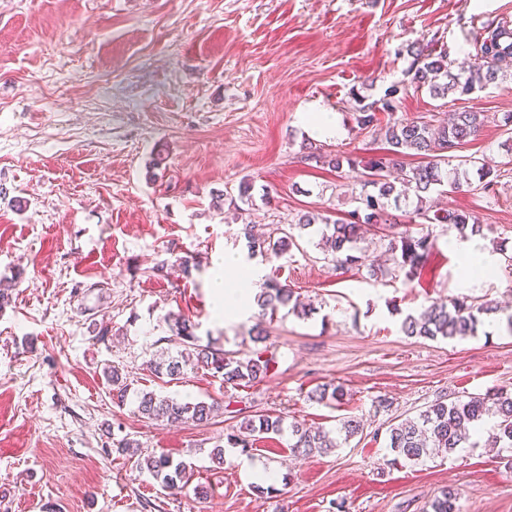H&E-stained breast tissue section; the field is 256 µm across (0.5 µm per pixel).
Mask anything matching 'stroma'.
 I'll return each instance as SVG.
<instances>
[{
  "mask_svg": "<svg viewBox=\"0 0 512 512\" xmlns=\"http://www.w3.org/2000/svg\"><path fill=\"white\" fill-rule=\"evenodd\" d=\"M512 22V0H0V512H423L452 487L461 512H512V469L483 447L416 466L389 463L386 430L438 398L512 391V153L500 127L512 113V67L485 90L442 98L414 90L407 46L470 60L488 21ZM398 86L396 116L464 109L486 116L454 164L475 157L498 173L490 192L447 190L441 206L473 213L505 242L499 273L465 287L448 252L451 228L410 284L372 280L323 262L318 236L276 259L251 253L242 224H293L308 211L348 217L363 168L336 173L306 146L363 158L384 141L357 126V98ZM337 113L339 138H315L309 107ZM164 162L155 178L146 171ZM253 184V209L232 200ZM289 285L314 312L278 313L250 339L255 316L218 319L213 280L225 252ZM188 258L187 267L176 264ZM466 294L498 303L477 335L432 341L401 321ZM201 339L270 358L267 378L224 387L204 370L170 381L146 368L170 346L168 313ZM111 336L101 340V324ZM180 401L218 399L206 426H165L113 400L103 371ZM332 382L340 405L309 401ZM388 407H379V400ZM282 415L362 434L328 453L291 456L287 436L225 448L241 413ZM127 437L141 456L191 461L192 487L170 495L113 452ZM277 472L258 494L243 468Z\"/></svg>",
  "mask_w": 512,
  "mask_h": 512,
  "instance_id": "obj_1",
  "label": "stroma"
}]
</instances>
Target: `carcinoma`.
I'll return each instance as SVG.
<instances>
[{
    "label": "carcinoma",
    "mask_w": 512,
    "mask_h": 512,
    "mask_svg": "<svg viewBox=\"0 0 512 512\" xmlns=\"http://www.w3.org/2000/svg\"><path fill=\"white\" fill-rule=\"evenodd\" d=\"M475 54L468 70L454 74L450 70L448 54L424 47H411L408 54L412 61L408 70L410 83L417 90L427 89L433 97H445L450 92L469 95L495 83L501 72V63L512 58V28L509 22L490 24L484 28L474 43ZM397 88L392 86L383 98L359 107L356 123L363 128H373V133L388 145L387 153L369 159L366 180L361 191L355 196L357 207L351 211L352 220H332L319 213L307 212L301 215L298 223L289 226L280 224L270 228L262 235L255 234V226L245 224L241 233L247 240L249 250H258L281 258L292 248H300L294 230H315L320 234L318 246L323 260L336 269L365 270L369 278L378 281L393 274L396 270L405 271V278L413 280L425 267L434 252L435 239L429 231L416 233L406 229L389 239L387 253L391 267L380 266L358 247L362 239L361 230L365 224L381 225L393 228L389 203L398 200L404 192L411 189L416 204L410 212L408 223L419 225L446 224L457 231V235L484 236L483 226L478 218L470 213L455 209H432L428 204V195L437 188L460 182H470L469 170L459 172L448 168V153L456 150L480 132L485 123L481 112L463 110L454 112L446 124H434L433 120L408 121L389 118L379 127L376 112H394L393 97ZM421 156L423 162L409 168L401 182L389 178V171L400 165V159L407 156ZM309 157L317 163H323L336 172L344 167L355 168L359 162L350 154L323 153L315 150ZM478 176L479 185L490 190L496 184L493 171L486 164L474 159L470 161ZM373 191H366V187ZM258 316H273L281 308L288 313L305 319L311 315V309L295 297L288 285L276 281L266 283L264 291L257 299ZM498 311L491 301L475 303L467 297H454L435 301L423 311L408 314L401 323L402 332L409 337H420L435 341L441 339L465 338L477 334L483 325L484 317ZM172 335L179 340L177 355L160 354L147 362V368L155 376H166L178 380L188 367L203 369L226 386L246 387L264 381L270 368V360L258 354L254 357H240L236 353L215 348L212 343H202L195 335L194 324L181 313H170L165 318ZM104 375L117 400H126L130 387L127 377L120 369L109 365ZM343 387L326 383L317 387L308 395L309 400L329 404L343 400ZM136 409L148 420H162L170 425H203L218 416L221 404L213 400L179 402L174 398L161 397L153 391L139 389L134 393ZM494 424L484 437L489 448H501L507 452L503 456L506 466L512 467V391L489 389L483 394L469 396L463 400H437L414 417L395 422L387 429V448L393 455L391 463L403 462L411 466L437 455L451 456L470 444L473 435L479 433L489 419ZM362 432L361 422L348 419L341 424L338 440L329 430L313 431L297 421L285 423L281 416L267 414L247 415L239 426L226 435L227 443L233 447L248 448L264 435H289V450L298 455L325 453L341 447V442ZM139 470H145L162 488L181 491L186 488L195 469L192 463L174 460L168 455L151 456L136 462ZM459 493L454 488L441 491V495L428 503L426 512H458L456 502Z\"/></svg>",
    "instance_id": "1"
}]
</instances>
